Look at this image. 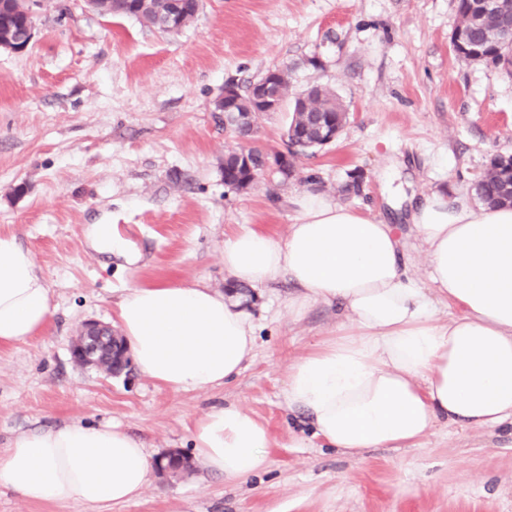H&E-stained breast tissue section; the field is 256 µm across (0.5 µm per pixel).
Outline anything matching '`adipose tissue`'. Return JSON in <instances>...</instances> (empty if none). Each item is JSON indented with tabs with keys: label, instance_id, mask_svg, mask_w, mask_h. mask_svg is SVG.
Returning a JSON list of instances; mask_svg holds the SVG:
<instances>
[{
	"label": "adipose tissue",
	"instance_id": "ef3b65f1",
	"mask_svg": "<svg viewBox=\"0 0 512 512\" xmlns=\"http://www.w3.org/2000/svg\"><path fill=\"white\" fill-rule=\"evenodd\" d=\"M298 206L285 237L246 228L225 239L224 268L252 287L293 283L297 320L314 303L339 306L334 335L290 364L284 389L316 435L357 455L406 447L440 425L512 424V207H475L440 191L414 206L426 288L407 275L394 225L317 189ZM443 301L455 310L442 318ZM52 313L33 255L0 234V346L26 342ZM115 324L138 371L174 392L224 385L255 350L249 313L198 280L126 288ZM190 434L194 458L225 482L269 465V431L239 405L208 412ZM152 468L143 442L110 423L50 428L0 450V486L29 502L134 503Z\"/></svg>",
	"mask_w": 512,
	"mask_h": 512
}]
</instances>
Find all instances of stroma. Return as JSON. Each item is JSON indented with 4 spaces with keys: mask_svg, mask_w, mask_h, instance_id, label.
<instances>
[{
    "mask_svg": "<svg viewBox=\"0 0 512 512\" xmlns=\"http://www.w3.org/2000/svg\"><path fill=\"white\" fill-rule=\"evenodd\" d=\"M454 0H202L176 34L104 17L84 0H41L35 36L0 52V233L14 234L51 286L47 327L0 346V449L70 422L116 423L152 457L190 449L196 419L229 403L268 428L266 471L230 486L203 465L151 475L135 504L34 503L0 488V512H512V429L438 427L407 448L345 457L312 437L283 400L288 366L335 326L336 307L288 312L292 283L248 288L256 327L243 372L174 393L138 371L110 376L72 356L84 322L111 323L124 288L200 279L228 291L224 241L244 226L285 236L309 177L336 202L396 224L409 270L427 282L407 221L441 190L476 200L490 159L512 155V76L458 58ZM293 90L331 86L350 119L338 139L294 159L288 180L224 185L240 141L214 101L271 67ZM112 224L135 266L86 241Z\"/></svg>",
    "mask_w": 512,
    "mask_h": 512,
    "instance_id": "35a3bbf8",
    "label": "stroma"
}]
</instances>
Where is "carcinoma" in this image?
Wrapping results in <instances>:
<instances>
[{"label":"carcinoma","instance_id":"cac0c4a2","mask_svg":"<svg viewBox=\"0 0 512 512\" xmlns=\"http://www.w3.org/2000/svg\"><path fill=\"white\" fill-rule=\"evenodd\" d=\"M182 26L194 22L200 10V0H180ZM110 15L133 18L141 24L167 32L165 18L168 15L169 0H110ZM458 24L456 30L461 43L454 46L457 55L481 63H492L512 75V39L504 36L503 29L507 15L501 13L495 0H456ZM34 23L19 9L17 0H0V37H20L27 27ZM347 122V110L334 91L327 85L312 86L293 96L292 117L287 129V147L291 154H303L321 147V130L328 124L341 129ZM250 168L239 163L237 151L224 154V185L238 189L237 183L258 172L263 166L266 152L252 147L249 149ZM512 156L495 157L487 168L483 179L476 187L477 195L483 202L495 205H512Z\"/></svg>","mask_w":512,"mask_h":512}]
</instances>
